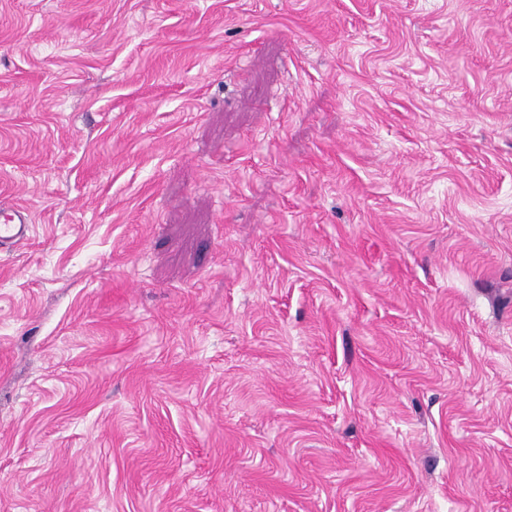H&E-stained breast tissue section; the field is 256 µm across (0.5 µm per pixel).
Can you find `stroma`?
<instances>
[{"label": "stroma", "instance_id": "obj_1", "mask_svg": "<svg viewBox=\"0 0 512 512\" xmlns=\"http://www.w3.org/2000/svg\"><path fill=\"white\" fill-rule=\"evenodd\" d=\"M0 512H512V0H0ZM31 224L28 209L10 199L0 201V251L9 250L29 240Z\"/></svg>", "mask_w": 512, "mask_h": 512}]
</instances>
